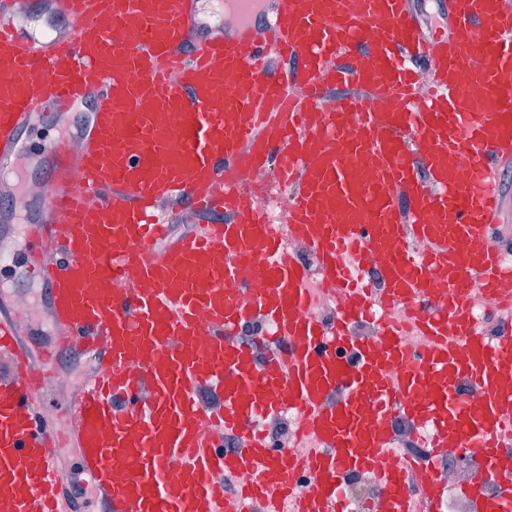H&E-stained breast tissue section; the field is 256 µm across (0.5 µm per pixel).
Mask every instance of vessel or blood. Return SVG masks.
<instances>
[{"label":"vessel or blood","instance_id":"b4317fda","mask_svg":"<svg viewBox=\"0 0 512 512\" xmlns=\"http://www.w3.org/2000/svg\"><path fill=\"white\" fill-rule=\"evenodd\" d=\"M43 2L63 30L30 32L0 0V171L26 151L45 173L13 265L41 282L53 336L36 345L0 309V512H72L61 444L101 512H348L343 488L363 473L370 512H415L392 460L402 422L478 460L460 496L512 512V448L496 441L512 433V332L486 335L467 308L476 288L512 299L489 243L512 160V0H437L429 32L411 0H274L232 29L202 0ZM351 82L366 96L322 108ZM82 103L77 141L36 138V117ZM270 158L300 185L279 232L234 179ZM170 205L212 219L176 237ZM287 235L343 298L333 324L313 315ZM371 264L418 347L388 318L353 335ZM258 321L278 350L238 340ZM61 351L94 353L96 369L51 414ZM285 412L316 440L304 458L262 429ZM227 473L244 479L232 496ZM424 496L446 512L437 472Z\"/></svg>","mask_w":512,"mask_h":512}]
</instances>
